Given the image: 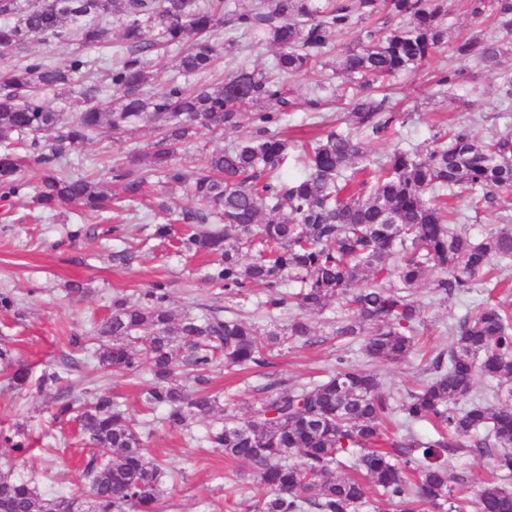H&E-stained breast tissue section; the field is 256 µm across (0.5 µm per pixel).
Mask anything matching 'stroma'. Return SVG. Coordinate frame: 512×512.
Segmentation results:
<instances>
[{"instance_id":"35a3bbf8","label":"stroma","mask_w":512,"mask_h":512,"mask_svg":"<svg viewBox=\"0 0 512 512\" xmlns=\"http://www.w3.org/2000/svg\"><path fill=\"white\" fill-rule=\"evenodd\" d=\"M446 68L465 69L475 78L449 90L447 95H438L436 76ZM499 83L498 73L476 69L474 61L458 60L448 51L437 55L418 71L392 79L391 104L405 113L406 124L397 141L366 137L367 152L379 157L398 145L415 147L432 130L458 122L482 138L512 128V113L495 111L492 106ZM153 137L149 126L123 137L97 136L72 151L61 165L73 176L98 173V161H125L131 153L147 149ZM98 175L101 182L110 183L113 197L124 198L122 184L111 183L109 174ZM116 220L121 231L103 246L85 238L68 240V228L83 221L81 212L74 208L46 212L28 194L12 198L9 205H0V291L11 292L16 302L15 308L0 312V347L26 361L33 378L68 370L70 395L81 397L108 390L119 396L130 413L137 414L150 383L147 374L112 372L84 359L72 365L66 362L73 354L72 337L90 334L95 322L107 315L113 296L134 298L152 282L163 280L169 285L170 303L177 312L214 309L222 316H253L264 293L257 290L244 298L225 299L222 288L204 280L206 258L183 255L175 243H159L152 250L138 251V244L151 233L155 222L153 212L144 206L119 212ZM118 250L132 251L135 257L124 266L113 263L110 254ZM75 281L87 288L85 297L70 295L68 285ZM417 296L427 304L421 324L423 334L437 351L450 344L449 327L481 303L491 299L512 307V294H492L481 284L448 297L421 288ZM336 318L337 306L329 304L312 316L314 343L288 347L266 367L240 374L215 371L210 375L208 391L224 402L235 399L236 410L242 414L267 383L278 380L292 386L308 381L340 357L350 365L367 367L368 361L357 344L333 339ZM422 369L419 356L414 354L400 366H376L386 392L397 400L422 378ZM58 394L57 385L52 383L22 391L0 383V428L24 427L36 442L24 460L0 447V472L32 479L44 495L86 487L84 469L92 456L75 422L53 420L50 406ZM204 433L201 423L187 433L152 422L146 445L173 473L163 484L162 512H254L250 496L234 492L235 487L252 482L250 466L226 459L221 452L207 447ZM448 467L464 477L457 495L468 499L493 470L494 458L471 452L449 457Z\"/></svg>"}]
</instances>
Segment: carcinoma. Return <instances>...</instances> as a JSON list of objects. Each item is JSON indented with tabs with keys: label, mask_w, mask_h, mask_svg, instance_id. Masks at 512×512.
Listing matches in <instances>:
<instances>
[{
	"label": "carcinoma",
	"mask_w": 512,
	"mask_h": 512,
	"mask_svg": "<svg viewBox=\"0 0 512 512\" xmlns=\"http://www.w3.org/2000/svg\"><path fill=\"white\" fill-rule=\"evenodd\" d=\"M76 2L81 17L55 0H0L3 57L35 41L120 44L106 62L76 51L54 66L29 50L0 67V199L30 187L22 173L28 168L39 173L40 208L76 205L96 218L112 209V190L59 175L61 159L93 136L155 125L160 138L147 153L110 167L112 181L133 197L153 178L165 192L181 189L206 203L155 225L154 238L169 241L174 225H183L180 247L211 257L209 282L229 297L267 289V318L286 323L263 329L213 311L179 316L167 284L156 281L135 301L113 298L93 336H75L72 346L115 372L147 371L146 410H162L174 429L204 423L210 447L252 467L255 512H361L376 508L372 487L400 512L445 506L463 512L455 492L464 478L445 457L466 448L492 455L497 472L476 491L475 512H512V488L505 485L512 478V321L496 303L448 328V350L428 355L426 378L398 406L378 374L343 364L310 385H265L245 418L185 383L191 377L204 385L221 365L262 367L275 348L311 341L309 315L331 301L348 311L334 335L360 341L371 361L402 364L419 342L423 305L415 289L429 284L448 296L478 281L503 282L492 275L493 261L512 258V218L502 217L503 227L474 240L454 228L464 214L451 201L465 194L476 212L512 191V130L483 139L464 125L439 128L421 146L376 159L362 141L364 133L395 135L405 122L379 84L448 45L447 0H254L248 8L234 0ZM469 10L475 17L491 13L512 33V0H469ZM226 24L273 48L272 69L286 76L329 66L325 56L335 37L358 30L332 67L355 89L351 120L315 139L291 177L282 172L288 137L281 115L318 111L326 85L290 98L283 83L241 63L217 86L190 89L180 77L209 72L224 54L242 50L233 38L219 40ZM506 44L460 39L453 54L497 70ZM161 48L178 50V75L154 91L150 56ZM500 78L499 111L512 112V74L505 70ZM465 82L464 71L451 70L440 73L437 85ZM59 89L67 92L66 112L43 97ZM261 103L275 111H255ZM245 118L250 137L200 154L193 166L180 162L203 132L235 131ZM42 133L50 134L43 143L35 138ZM27 134L34 139L21 158L15 142ZM286 281L298 291H279ZM478 370L506 386L505 403L473 398ZM0 373L15 388L30 384V368L7 348H0ZM53 416L74 419L84 442L98 449L85 469L89 489L44 498L31 481L0 473V512H73L77 503L88 504V512H160L167 471L144 446V423L107 392L84 402L62 394ZM423 422L435 435L412 434ZM0 446L23 458L30 442L19 431H0Z\"/></svg>",
	"instance_id": "carcinoma-1"
}]
</instances>
